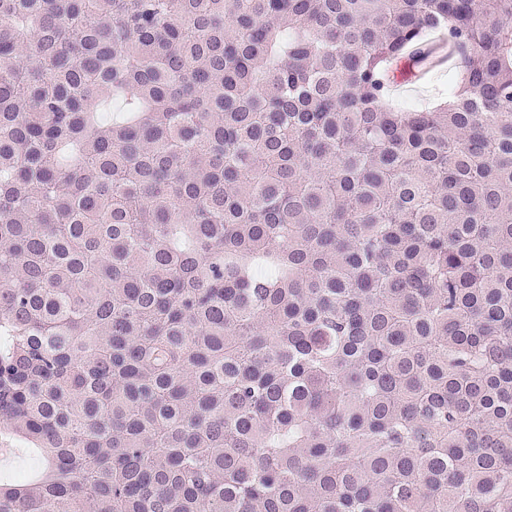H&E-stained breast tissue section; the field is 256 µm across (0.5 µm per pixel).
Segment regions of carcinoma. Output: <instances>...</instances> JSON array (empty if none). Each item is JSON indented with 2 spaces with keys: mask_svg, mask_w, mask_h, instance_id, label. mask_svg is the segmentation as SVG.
Listing matches in <instances>:
<instances>
[{
  "mask_svg": "<svg viewBox=\"0 0 512 512\" xmlns=\"http://www.w3.org/2000/svg\"><path fill=\"white\" fill-rule=\"evenodd\" d=\"M1 436L0 512H512V0H0ZM404 77H398L390 91L389 102L402 107L430 109L448 97V65L422 75L420 68L406 66ZM38 457L34 452L23 451L19 455L0 454V479H22L31 476L38 468Z\"/></svg>",
  "mask_w": 512,
  "mask_h": 512,
  "instance_id": "obj_1",
  "label": "carcinoma"
}]
</instances>
